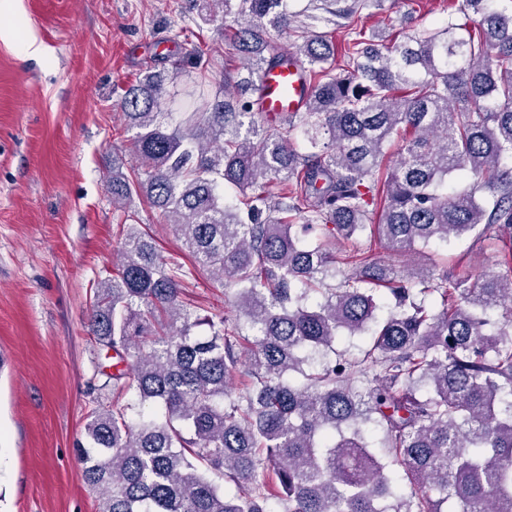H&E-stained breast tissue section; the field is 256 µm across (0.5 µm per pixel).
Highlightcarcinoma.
Segmentation results:
<instances>
[{
	"label": "carcinoma",
	"mask_w": 512,
	"mask_h": 512,
	"mask_svg": "<svg viewBox=\"0 0 512 512\" xmlns=\"http://www.w3.org/2000/svg\"><path fill=\"white\" fill-rule=\"evenodd\" d=\"M382 2L323 0L348 31L339 64L285 0H199L203 21L230 20L224 55L250 74L301 61L305 112L269 120L210 90L190 35L174 71L124 90L135 165L112 168L120 246L90 319L124 368L77 448L97 512H272L269 465L283 512H512V10L451 0L442 26L391 44L362 23ZM135 196L187 262L135 223ZM365 236L394 260L342 250ZM469 236L496 268H406L417 245ZM198 270L234 291L235 318L184 304ZM338 336L369 337L362 357Z\"/></svg>",
	"instance_id": "carcinoma-1"
}]
</instances>
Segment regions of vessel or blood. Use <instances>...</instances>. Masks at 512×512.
I'll return each mask as SVG.
<instances>
[{"label":"vessel or blood","mask_w":512,"mask_h":512,"mask_svg":"<svg viewBox=\"0 0 512 512\" xmlns=\"http://www.w3.org/2000/svg\"><path fill=\"white\" fill-rule=\"evenodd\" d=\"M257 88L256 109L269 116L306 111L311 96L303 66L292 57L278 67L263 69Z\"/></svg>","instance_id":"obj_1"}]
</instances>
